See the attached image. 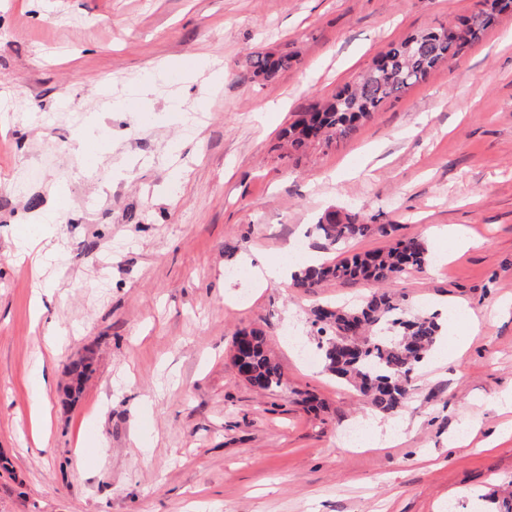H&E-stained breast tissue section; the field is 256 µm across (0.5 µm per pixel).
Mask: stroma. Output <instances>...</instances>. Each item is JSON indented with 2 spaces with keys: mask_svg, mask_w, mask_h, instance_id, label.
<instances>
[{
  "mask_svg": "<svg viewBox=\"0 0 512 512\" xmlns=\"http://www.w3.org/2000/svg\"><path fill=\"white\" fill-rule=\"evenodd\" d=\"M476 3L0 0V512H475L512 489V13L351 135L299 154L279 138L390 43ZM268 50L296 62L266 82L247 58ZM192 56L219 83L175 68ZM333 209L433 250L434 226L474 241L390 286L414 310L490 316L456 321L467 350L418 370L387 447L371 436L386 418L303 359L313 310L372 284L234 275L299 236L329 262L389 245L322 250L313 226ZM22 224L44 225L61 256L19 259ZM51 325L65 338L50 352ZM251 327L284 375L271 394L232 364ZM84 356L93 373L71 401L67 367Z\"/></svg>",
  "mask_w": 512,
  "mask_h": 512,
  "instance_id": "stroma-1",
  "label": "stroma"
}]
</instances>
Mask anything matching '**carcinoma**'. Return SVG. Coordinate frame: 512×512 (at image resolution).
I'll return each mask as SVG.
<instances>
[{
	"label": "carcinoma",
	"mask_w": 512,
	"mask_h": 512,
	"mask_svg": "<svg viewBox=\"0 0 512 512\" xmlns=\"http://www.w3.org/2000/svg\"><path fill=\"white\" fill-rule=\"evenodd\" d=\"M512 10V0H481L470 15L445 28L412 34L388 45L368 72L346 85L331 98L297 115L282 131V138L295 152L315 141L346 137L359 124L373 117L389 100H396L411 86L423 81L440 64L463 53L490 28L497 15ZM292 57L270 51L248 56L255 78L275 77L291 64ZM316 229L329 247L379 233L388 236L391 224H365L355 215L322 216ZM430 262L427 244L419 238L397 239L390 246L357 253L339 262H323L301 268L294 274L295 288L310 290L337 279H362L388 285L402 275L425 268ZM312 324L324 335L317 348L323 370L352 385L369 399L381 415L401 411L407 402L412 376L435 349L442 324L438 313L407 318L395 294L377 291L353 306H321L313 312ZM234 366L248 373L244 378L260 392H272L283 384L280 366L267 350L266 337L258 329L241 331L234 341ZM90 372V362L71 363L68 396L76 400Z\"/></svg>",
	"instance_id": "obj_1"
}]
</instances>
